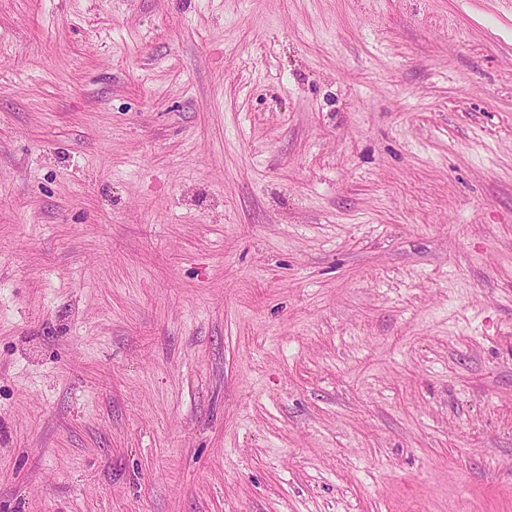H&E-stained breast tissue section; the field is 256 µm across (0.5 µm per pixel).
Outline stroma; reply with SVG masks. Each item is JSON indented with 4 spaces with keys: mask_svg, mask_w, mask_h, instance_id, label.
Returning a JSON list of instances; mask_svg holds the SVG:
<instances>
[{
    "mask_svg": "<svg viewBox=\"0 0 512 512\" xmlns=\"http://www.w3.org/2000/svg\"><path fill=\"white\" fill-rule=\"evenodd\" d=\"M0 512H512V0H0Z\"/></svg>",
    "mask_w": 512,
    "mask_h": 512,
    "instance_id": "obj_1",
    "label": "stroma"
}]
</instances>
